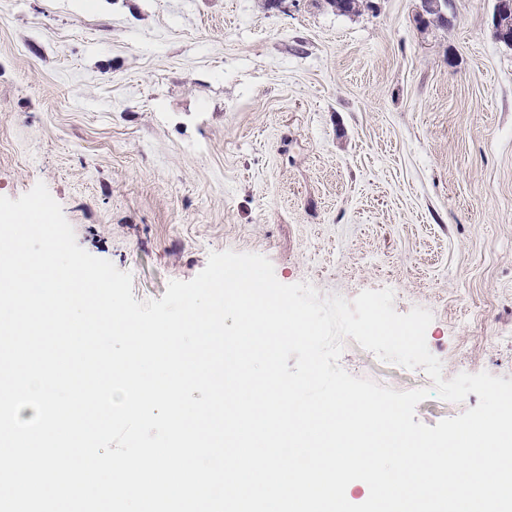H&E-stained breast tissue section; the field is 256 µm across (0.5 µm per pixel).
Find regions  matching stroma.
Segmentation results:
<instances>
[{
	"label": "stroma",
	"instance_id": "obj_1",
	"mask_svg": "<svg viewBox=\"0 0 512 512\" xmlns=\"http://www.w3.org/2000/svg\"><path fill=\"white\" fill-rule=\"evenodd\" d=\"M495 0H0V196L44 182L79 246L158 300L211 252L392 289L442 377L512 379V49ZM397 391L423 368L345 338ZM512 13L511 0L496 1V9L492 18L493 30L498 42L506 47H512V30L507 24L506 18Z\"/></svg>",
	"mask_w": 512,
	"mask_h": 512
}]
</instances>
